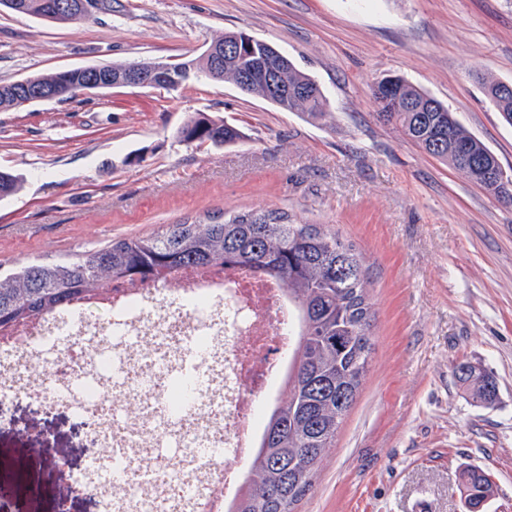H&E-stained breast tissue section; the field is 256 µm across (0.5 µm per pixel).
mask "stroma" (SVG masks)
Returning <instances> with one entry per match:
<instances>
[{"instance_id": "1", "label": "stroma", "mask_w": 512, "mask_h": 512, "mask_svg": "<svg viewBox=\"0 0 512 512\" xmlns=\"http://www.w3.org/2000/svg\"><path fill=\"white\" fill-rule=\"evenodd\" d=\"M274 45L312 77L326 118L289 112L230 82L108 89L0 112V267L56 262L219 212L280 208L326 224L363 256L373 349L334 452L295 512H464L459 475L498 486L486 512H512V203L469 182L378 117L374 88L401 76L448 106L512 179V125L483 93L512 81V0H112L50 23L0 12V80L62 68L187 62L224 33ZM238 126L216 148L178 132L196 114ZM466 361L496 381L493 404L460 388ZM0 428L9 512H100L59 496L93 449L63 408L22 399Z\"/></svg>"}]
</instances>
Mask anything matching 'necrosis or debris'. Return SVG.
Listing matches in <instances>:
<instances>
[{
  "instance_id": "necrosis-or-debris-1",
  "label": "necrosis or debris",
  "mask_w": 512,
  "mask_h": 512,
  "mask_svg": "<svg viewBox=\"0 0 512 512\" xmlns=\"http://www.w3.org/2000/svg\"><path fill=\"white\" fill-rule=\"evenodd\" d=\"M297 329L284 288L243 267L117 281L0 325V406L25 398L87 423L103 452L65 489L101 512H232ZM107 336L117 380L93 351Z\"/></svg>"
}]
</instances>
